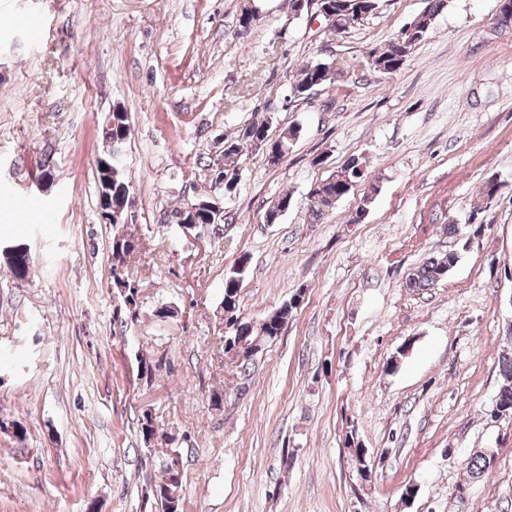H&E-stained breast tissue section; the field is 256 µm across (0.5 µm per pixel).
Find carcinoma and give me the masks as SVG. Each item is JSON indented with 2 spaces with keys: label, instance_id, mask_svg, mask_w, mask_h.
<instances>
[{
  "label": "carcinoma",
  "instance_id": "1",
  "mask_svg": "<svg viewBox=\"0 0 512 512\" xmlns=\"http://www.w3.org/2000/svg\"><path fill=\"white\" fill-rule=\"evenodd\" d=\"M380 0H333L330 3L333 17L330 19L331 30L342 33L348 30V15L356 10H361L369 15L375 14L379 9ZM428 6L421 16L410 22V25L402 27L398 33L380 48L370 51L369 67L374 70L392 74L401 68L400 54L402 50L413 51L416 45L423 39L434 16L445 7L446 0H427ZM314 84L310 64L301 67L298 79L291 87V97L298 101L308 99L307 89ZM271 121L251 123L240 129L239 134L233 138L224 139V161L219 169L217 179L224 185V193L233 192L239 180L240 159L243 155L241 147L254 140L258 143L274 144L278 147L282 156H287L295 142L299 129L287 127L281 131L278 137L272 139L269 135ZM130 127L128 114L120 109L112 112V139L121 147L125 138L129 136ZM362 169L359 163L348 174L336 173L323 180L322 184L315 188L313 198L310 199V213L314 220H321L330 209L336 205V201L347 194V180L361 177ZM131 181L128 180L126 171L118 165L112 168V211L121 209L127 191L130 190ZM126 214H121L119 221L112 222L111 245V285L122 297V304L113 309L112 321L125 327L138 321L140 316L141 284L130 273V261L142 253L145 244L139 238L125 230L127 224ZM458 262V253L450 251L438 257H431L422 263L406 280V287L412 291H424L435 286L438 282L447 278L448 273ZM249 263L247 255L239 257L236 265L224 278L223 298L220 302L222 310L224 336L220 338V349L226 357H232V361L245 371L248 369L252 355L241 358L231 355V350L246 343L255 341L262 343L281 334L288 322L293 309L298 305L301 293L294 294L275 311L268 314L260 323L255 324L242 316L239 306L240 283ZM166 365L165 358L150 360L140 357L137 360V377L141 380H152L156 372ZM500 374L503 383L498 391L497 402L512 414V352L504 354L500 362ZM139 436L144 444L148 445L157 434L156 418L151 410L140 412L137 419ZM181 463L179 453L174 451L163 460L162 481L154 485L152 493L148 495V502L143 507L149 508V512H184L182 499H168L160 495V490L167 485L174 467ZM466 467L471 477L478 479L483 477L490 467L488 453L475 455L467 463Z\"/></svg>",
  "mask_w": 512,
  "mask_h": 512
}]
</instances>
